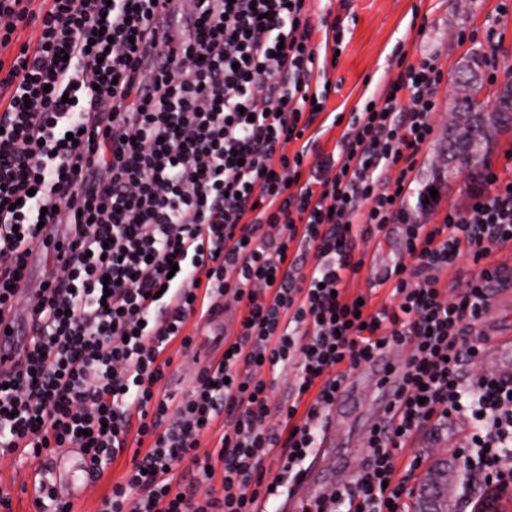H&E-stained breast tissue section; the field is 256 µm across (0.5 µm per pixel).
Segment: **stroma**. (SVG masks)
Here are the masks:
<instances>
[{"mask_svg":"<svg viewBox=\"0 0 512 512\" xmlns=\"http://www.w3.org/2000/svg\"><path fill=\"white\" fill-rule=\"evenodd\" d=\"M500 0H472L468 9H461L457 0H306L312 15L332 13L345 29V48L335 68L329 69L327 78L330 93L327 111L350 114L359 100L379 94L381 88L399 73L397 59L406 55L412 62L433 59L442 65L447 77L454 78L475 71L479 79L478 102L492 106L504 83L512 79V13H497ZM464 32L475 33V41L461 40ZM496 56L501 65L497 82L486 79L481 62ZM439 114L434 122V135L426 145L415 170V187L440 183V209L467 207L474 193L486 190V171L499 177L512 176V161L505 156L512 145V130L498 132L490 141L477 168L470 176L439 181L434 165L435 157L447 145L445 125L441 117L454 106L449 85H442L437 95ZM400 230L389 235L371 238L362 250L364 263L349 284L351 293H374L376 302H385L388 286H375L376 267L399 260L402 256ZM236 321L234 308L224 309L211 321L189 325L194 338V354L176 356L179 368L164 382L166 392L182 397L190 388L195 370L208 356H221L224 351V332ZM363 376V389L357 399L345 403L336 422L334 448L316 449L305 466L319 484L350 482L358 474L365 458V438L370 417L377 408L378 379L358 368ZM132 458L124 453L99 481L88 479L80 459H72L76 474L73 482L62 483L60 494L74 504L75 512H98L100 500L113 480L126 469ZM33 464L20 460L18 455L0 454V487L9 491L11 512H37L32 484Z\"/></svg>","mask_w":512,"mask_h":512,"instance_id":"stroma-1","label":"stroma"}]
</instances>
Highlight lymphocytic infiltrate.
<instances>
[{
    "label": "lymphocytic infiltrate",
    "instance_id": "obj_1",
    "mask_svg": "<svg viewBox=\"0 0 512 512\" xmlns=\"http://www.w3.org/2000/svg\"><path fill=\"white\" fill-rule=\"evenodd\" d=\"M168 3L0 0V49L18 46L0 59V320L44 257L29 345L0 387V451L78 448L95 480L132 451L100 512H259L300 478L337 388L400 348L366 466L302 512H399L403 449L451 424L466 489L512 480V378L469 375L500 282L486 259L512 243V180L487 173L492 192L443 214L428 189L407 201L442 68L406 63L373 107L335 114L344 131L312 163L303 139L325 123L343 25L305 0ZM393 224L407 260L375 307L345 282L358 241ZM466 255L481 268L458 292L442 275ZM220 297L238 311L226 353L174 400L173 354ZM280 364L296 371L284 400L265 377Z\"/></svg>",
    "mask_w": 512,
    "mask_h": 512
}]
</instances>
